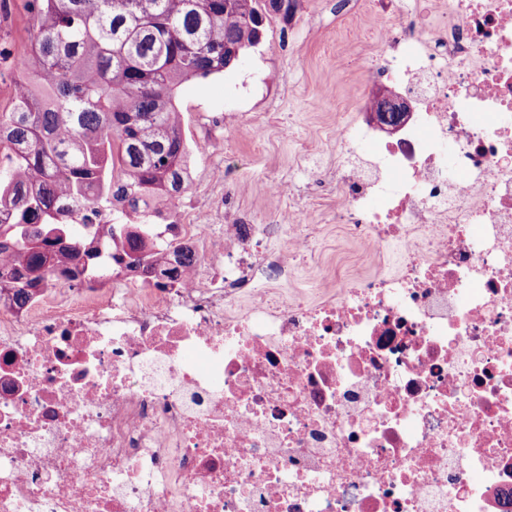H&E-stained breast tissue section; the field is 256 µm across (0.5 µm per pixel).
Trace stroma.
<instances>
[{"mask_svg":"<svg viewBox=\"0 0 512 512\" xmlns=\"http://www.w3.org/2000/svg\"><path fill=\"white\" fill-rule=\"evenodd\" d=\"M337 0H301L288 19L271 16L262 42L245 50L223 73L183 84L178 107L189 142H196L203 116L217 117L208 148L190 158L191 197L204 200L224 172L225 154L237 157L238 183L224 193L247 223L268 224L274 201L268 181L293 182L295 202L306 204L303 220L322 227L311 262L296 263L290 287L315 289L322 276L359 268V248L340 225L327 222L320 160L335 149L337 118H351L365 97L378 94L364 71L374 37L358 34L364 15L337 10ZM0 17V49L19 53L27 46L24 0H7Z\"/></svg>","mask_w":512,"mask_h":512,"instance_id":"obj_1","label":"stroma"}]
</instances>
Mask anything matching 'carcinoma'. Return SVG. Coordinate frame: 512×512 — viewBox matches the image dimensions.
Returning a JSON list of instances; mask_svg holds the SVG:
<instances>
[{"instance_id": "1", "label": "carcinoma", "mask_w": 512, "mask_h": 512, "mask_svg": "<svg viewBox=\"0 0 512 512\" xmlns=\"http://www.w3.org/2000/svg\"><path fill=\"white\" fill-rule=\"evenodd\" d=\"M299 0H27V48L10 107L0 112V292L21 308L34 292L73 274L80 250L71 225L52 215L72 199L103 201L136 219L190 185L192 152L175 103L184 83L221 74L234 53L261 42L268 11L292 14ZM127 267L151 265L137 234Z\"/></svg>"}]
</instances>
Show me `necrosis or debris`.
<instances>
[{"instance_id": "necrosis-or-debris-1", "label": "necrosis or debris", "mask_w": 512, "mask_h": 512, "mask_svg": "<svg viewBox=\"0 0 512 512\" xmlns=\"http://www.w3.org/2000/svg\"><path fill=\"white\" fill-rule=\"evenodd\" d=\"M383 2L366 78L406 110L365 99L324 173L397 271L308 298L295 207L217 243L180 195L143 228L176 276L133 272L119 214L64 204L93 254L0 299V512H512V0Z\"/></svg>"}]
</instances>
